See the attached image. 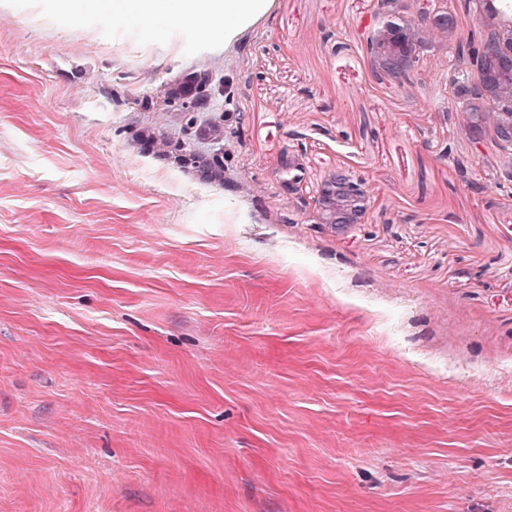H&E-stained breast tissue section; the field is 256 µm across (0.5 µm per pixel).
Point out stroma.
Returning a JSON list of instances; mask_svg holds the SVG:
<instances>
[{"instance_id":"obj_1","label":"stroma","mask_w":512,"mask_h":512,"mask_svg":"<svg viewBox=\"0 0 512 512\" xmlns=\"http://www.w3.org/2000/svg\"><path fill=\"white\" fill-rule=\"evenodd\" d=\"M375 10L275 0L228 55L0 0V512H512V183L448 163L451 49L376 83ZM193 67L239 193L134 143ZM287 155L365 222L296 212ZM283 187L292 199L293 205L300 211L313 214L318 224H329L326 218L330 201L335 202L336 192L345 193L352 199L353 211L343 225L364 223L369 208V195L362 181L345 170H338L336 178L330 179L329 189L314 196L303 191V178L283 179Z\"/></svg>"}]
</instances>
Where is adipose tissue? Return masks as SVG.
I'll list each match as a JSON object with an SVG mask.
<instances>
[{"mask_svg":"<svg viewBox=\"0 0 512 512\" xmlns=\"http://www.w3.org/2000/svg\"><path fill=\"white\" fill-rule=\"evenodd\" d=\"M274 0H114L118 29L141 37L168 33L176 20L196 35L220 33L225 52L270 11Z\"/></svg>","mask_w":512,"mask_h":512,"instance_id":"1","label":"adipose tissue"}]
</instances>
